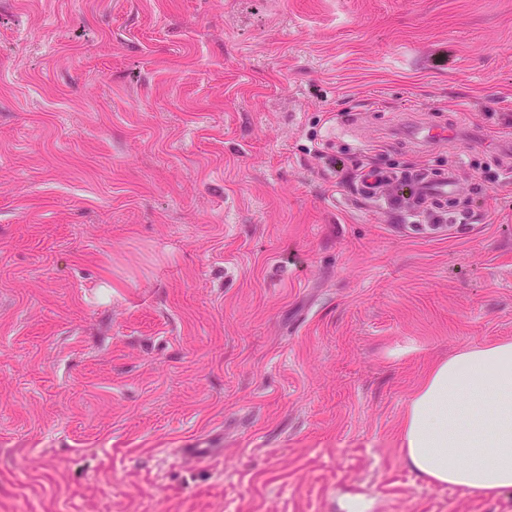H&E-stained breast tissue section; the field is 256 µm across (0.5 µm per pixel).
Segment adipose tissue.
<instances>
[{
    "mask_svg": "<svg viewBox=\"0 0 512 512\" xmlns=\"http://www.w3.org/2000/svg\"><path fill=\"white\" fill-rule=\"evenodd\" d=\"M400 448L427 484L512 491V341L465 346L436 363L408 402Z\"/></svg>",
    "mask_w": 512,
    "mask_h": 512,
    "instance_id": "ef3b65f1",
    "label": "adipose tissue"
}]
</instances>
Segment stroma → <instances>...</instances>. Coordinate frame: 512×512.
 <instances>
[{
  "label": "stroma",
  "instance_id": "stroma-1",
  "mask_svg": "<svg viewBox=\"0 0 512 512\" xmlns=\"http://www.w3.org/2000/svg\"><path fill=\"white\" fill-rule=\"evenodd\" d=\"M501 339L512 0H0V512H512L399 450ZM454 183L455 179L451 173H448V177H423L418 186L420 203L424 204L434 199L446 197L452 191Z\"/></svg>",
  "mask_w": 512,
  "mask_h": 512
}]
</instances>
